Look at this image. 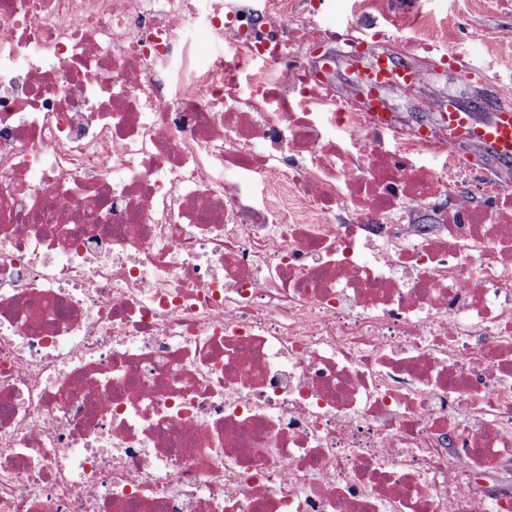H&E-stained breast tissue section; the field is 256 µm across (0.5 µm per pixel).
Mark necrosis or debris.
<instances>
[{"instance_id":"obj_1","label":"necrosis or debris","mask_w":512,"mask_h":512,"mask_svg":"<svg viewBox=\"0 0 512 512\" xmlns=\"http://www.w3.org/2000/svg\"><path fill=\"white\" fill-rule=\"evenodd\" d=\"M246 2L0 0V512H512V189Z\"/></svg>"}]
</instances>
